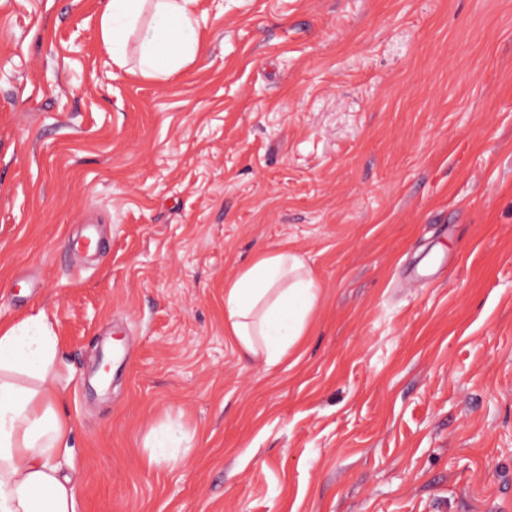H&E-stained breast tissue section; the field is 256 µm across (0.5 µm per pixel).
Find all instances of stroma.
Instances as JSON below:
<instances>
[{"instance_id":"35a3bbf8","label":"stroma","mask_w":512,"mask_h":512,"mask_svg":"<svg viewBox=\"0 0 512 512\" xmlns=\"http://www.w3.org/2000/svg\"><path fill=\"white\" fill-rule=\"evenodd\" d=\"M199 10L153 80L100 0H0V323L60 340L78 512H512V0ZM283 247L321 302L267 371L224 282Z\"/></svg>"}]
</instances>
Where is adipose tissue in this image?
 <instances>
[{
    "instance_id": "1",
    "label": "adipose tissue",
    "mask_w": 512,
    "mask_h": 512,
    "mask_svg": "<svg viewBox=\"0 0 512 512\" xmlns=\"http://www.w3.org/2000/svg\"><path fill=\"white\" fill-rule=\"evenodd\" d=\"M199 0H101L100 32L118 67L140 33L137 68L147 79L193 63L200 50ZM320 290L304 257L259 254L224 282V333L264 368L292 358ZM59 338L45 314L0 326V512H78V481Z\"/></svg>"
}]
</instances>
